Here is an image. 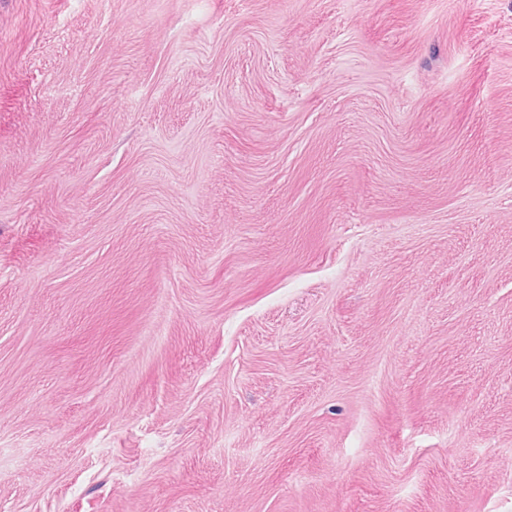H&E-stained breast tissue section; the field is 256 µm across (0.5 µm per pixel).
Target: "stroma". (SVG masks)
<instances>
[{
	"instance_id": "stroma-1",
	"label": "stroma",
	"mask_w": 512,
	"mask_h": 512,
	"mask_svg": "<svg viewBox=\"0 0 512 512\" xmlns=\"http://www.w3.org/2000/svg\"><path fill=\"white\" fill-rule=\"evenodd\" d=\"M0 512H512V0H0Z\"/></svg>"
}]
</instances>
